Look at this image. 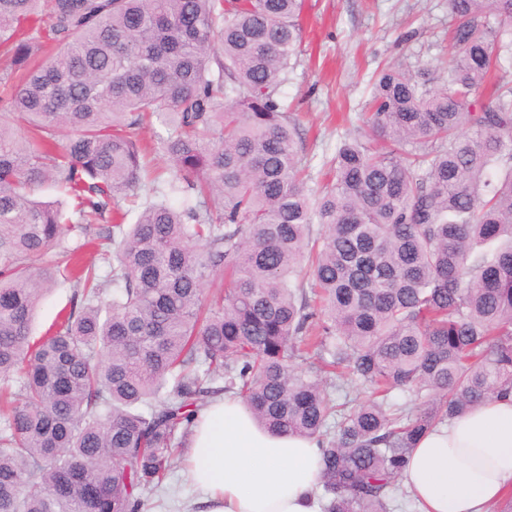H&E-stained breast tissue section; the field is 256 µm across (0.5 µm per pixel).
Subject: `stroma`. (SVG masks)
<instances>
[{
  "label": "stroma",
  "mask_w": 512,
  "mask_h": 512,
  "mask_svg": "<svg viewBox=\"0 0 512 512\" xmlns=\"http://www.w3.org/2000/svg\"><path fill=\"white\" fill-rule=\"evenodd\" d=\"M303 25L302 54L291 61L280 97L303 124V156L312 170L348 137L338 115L362 111L378 64L445 75L448 0H305ZM198 497L180 458L149 512H193Z\"/></svg>",
  "instance_id": "stroma-1"
}]
</instances>
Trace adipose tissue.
<instances>
[{
    "label": "adipose tissue",
    "mask_w": 512,
    "mask_h": 512,
    "mask_svg": "<svg viewBox=\"0 0 512 512\" xmlns=\"http://www.w3.org/2000/svg\"><path fill=\"white\" fill-rule=\"evenodd\" d=\"M192 430L200 512H318L316 440L270 433L230 395L212 399ZM401 479L419 512H492L512 492V397L427 433Z\"/></svg>",
    "instance_id": "adipose-tissue-1"
}]
</instances>
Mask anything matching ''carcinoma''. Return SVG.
I'll return each instance as SVG.
<instances>
[{
    "mask_svg": "<svg viewBox=\"0 0 512 512\" xmlns=\"http://www.w3.org/2000/svg\"><path fill=\"white\" fill-rule=\"evenodd\" d=\"M302 6L0 0V512H144L221 393L317 439L320 512H393L421 437L512 396V0H448L447 79L375 71L388 145L342 141L313 186L279 96ZM94 226L108 274L49 257ZM73 288L62 285L53 288L43 298L32 325L31 342L36 341L55 322L57 314L65 306L69 305Z\"/></svg>",
    "mask_w": 512,
    "mask_h": 512,
    "instance_id": "obj_1",
    "label": "carcinoma"
}]
</instances>
